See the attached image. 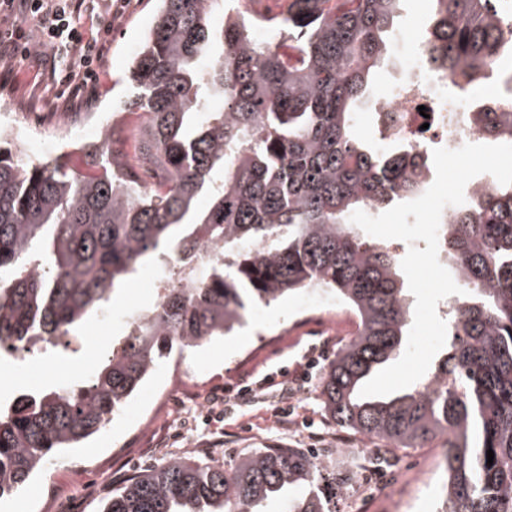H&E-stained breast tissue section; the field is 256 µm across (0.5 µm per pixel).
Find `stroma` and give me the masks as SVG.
<instances>
[{"mask_svg":"<svg viewBox=\"0 0 512 512\" xmlns=\"http://www.w3.org/2000/svg\"><path fill=\"white\" fill-rule=\"evenodd\" d=\"M156 10V0H129L112 23L100 80L80 104L61 95L49 64L19 56L0 58V113L43 137L40 144L22 146L28 159L37 162L62 154L53 126L91 110L114 115L115 127L124 131L122 151L133 152L131 135L142 126L140 114L126 109L137 93L128 69L154 24ZM429 11V0H408L391 33L393 54L376 83L379 91L393 86L400 67L417 50ZM154 300L141 277L116 290L114 317L100 330L99 340L123 336L121 312L129 306L147 308ZM297 306V295H290L265 307L261 315L249 316L234 335L162 362L97 436L69 449L64 466L45 470L15 497L0 501V512H32L48 486L56 492L53 512H98L100 501L142 468L179 456L228 465L260 448L315 449L316 481L327 512H344L347 496L361 487L368 492L365 512H440L445 448L437 442L422 448H386L329 419L320 398L322 368L351 337L353 325L344 312L300 315ZM313 357L320 368L307 371V378L297 383L291 399L295 412L280 421L274 410L284 375L306 371ZM97 364L71 336L40 347L36 362L24 367L0 359V403L55 385L80 384ZM258 380L268 385L258 402L232 404L223 418L211 417V402L226 387ZM375 459L381 465L371 475L360 472V463Z\"/></svg>","mask_w":512,"mask_h":512,"instance_id":"obj_1","label":"stroma"}]
</instances>
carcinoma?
Masks as SVG:
<instances>
[{
    "label": "carcinoma",
    "instance_id": "carcinoma-1",
    "mask_svg": "<svg viewBox=\"0 0 512 512\" xmlns=\"http://www.w3.org/2000/svg\"><path fill=\"white\" fill-rule=\"evenodd\" d=\"M132 59L142 114L138 152L112 136L30 163L0 138V346L52 343L110 305L119 282L149 263L182 260L168 288L122 337L121 354L83 383L24 394L0 407V500L49 460L106 426L159 360L234 330L258 306L313 284L332 290L356 332L320 382L326 414L393 448H447L442 512H512V185L483 184L453 212L448 258L466 294L453 299L451 337L425 381L387 397L362 385L404 347L409 304L391 243L349 221L428 187L413 146L362 138L357 114L390 51L404 0H285L257 18L237 0H158ZM423 48L455 92L497 87L501 112H478L486 140L512 137V10L500 0H431ZM296 42L283 57L253 35ZM212 99L224 109L212 111ZM162 172L139 189L137 174ZM220 257L197 271L201 241ZM494 452L487 465V450ZM317 466L293 448H260L229 467L174 458L131 475L99 512H325Z\"/></svg>",
    "mask_w": 512,
    "mask_h": 512
}]
</instances>
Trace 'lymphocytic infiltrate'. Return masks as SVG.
Here are the masks:
<instances>
[{"label": "lymphocytic infiltrate", "instance_id": "f902f5d3", "mask_svg": "<svg viewBox=\"0 0 512 512\" xmlns=\"http://www.w3.org/2000/svg\"><path fill=\"white\" fill-rule=\"evenodd\" d=\"M128 0H0V54L24 58L50 48L72 98L83 97L99 80L112 30L113 4ZM96 18L95 34L81 31L84 16Z\"/></svg>", "mask_w": 512, "mask_h": 512}]
</instances>
